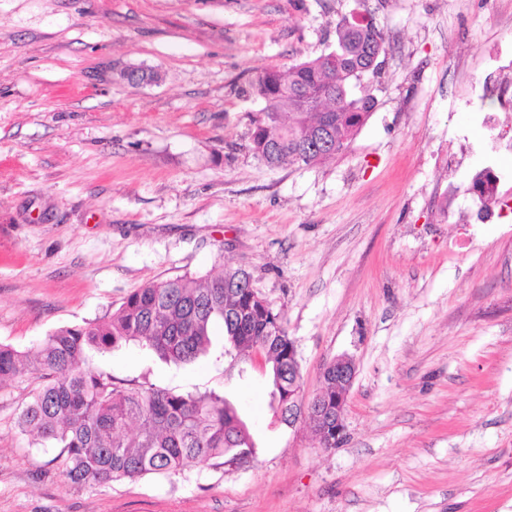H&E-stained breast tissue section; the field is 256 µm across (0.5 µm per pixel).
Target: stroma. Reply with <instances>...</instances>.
Listing matches in <instances>:
<instances>
[{
    "mask_svg": "<svg viewBox=\"0 0 512 512\" xmlns=\"http://www.w3.org/2000/svg\"><path fill=\"white\" fill-rule=\"evenodd\" d=\"M369 12L388 45L348 148L269 167L249 89L332 49ZM512 65V0H0V344L111 315L134 289L248 270L297 344L303 392L347 354L346 438L281 423L257 358L175 367L127 346L94 365L177 393H224L256 440L178 477L94 489L15 421L32 374L0 388V512H512V211L476 209L472 174L512 153L486 117ZM135 66L159 79L133 86ZM466 155L456 173L448 156Z\"/></svg>",
    "mask_w": 512,
    "mask_h": 512,
    "instance_id": "35a3bbf8",
    "label": "stroma"
}]
</instances>
